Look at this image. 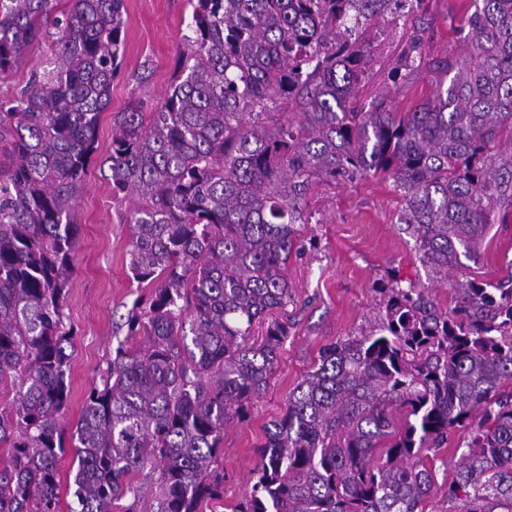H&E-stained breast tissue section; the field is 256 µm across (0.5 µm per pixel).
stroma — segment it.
Segmentation results:
<instances>
[{
    "label": "stroma",
    "mask_w": 512,
    "mask_h": 512,
    "mask_svg": "<svg viewBox=\"0 0 512 512\" xmlns=\"http://www.w3.org/2000/svg\"><path fill=\"white\" fill-rule=\"evenodd\" d=\"M467 7L468 0H420L414 12L377 24L370 34L374 55L361 104L384 98L403 111L430 95L434 76L425 62L457 52ZM125 9L121 71L101 114L96 160L74 212L79 236L64 308L74 332L69 349L71 401L62 420L67 431L78 422L90 389L101 385L120 335L118 326L137 296L127 255L135 200L113 197L104 163L112 141V118L134 99L147 112L160 105L177 68L192 11L189 0H125ZM417 33L422 36V66L392 83L387 73ZM402 207L401 194L380 177H357L311 190L307 222L300 227L304 248L288 264L294 301L287 307L288 339L279 351V366L248 416L225 429L224 495L205 503L203 512H228L242 499L258 463L265 425L281 414L289 392L310 370L322 346L359 335L374 321L381 299L374 287L392 270L434 288L439 304L448 306L447 281L427 273L415 258L413 238L401 228ZM489 239L481 258L467 262L458 277H505L512 261V223L492 225ZM463 437V430L453 431L443 448L426 457L434 488L421 504L423 512H457L456 503L448 498V485L458 460L455 449Z\"/></svg>",
    "instance_id": "stroma-1"
}]
</instances>
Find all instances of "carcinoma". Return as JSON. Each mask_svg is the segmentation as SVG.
<instances>
[{"instance_id":"1","label":"carcinoma","mask_w":512,"mask_h":512,"mask_svg":"<svg viewBox=\"0 0 512 512\" xmlns=\"http://www.w3.org/2000/svg\"><path fill=\"white\" fill-rule=\"evenodd\" d=\"M0 0V76L52 36L58 66L0 97V512H60L61 419L73 331L64 312L76 195L120 72L124 0ZM420 0H190L191 34L163 103L112 119L109 180L136 197L138 296L102 387L71 434V512H112L131 474L159 472L151 512H202L224 492V430L266 389L288 338L312 187L381 174L428 272L475 261L512 217V0H470L432 95L365 109L370 27ZM410 39L401 69L415 64ZM358 336L325 345L266 427L231 512H422L424 452L467 432L448 486L460 512H512V263L455 279L448 308L393 271ZM267 323L260 340L254 326Z\"/></svg>"}]
</instances>
